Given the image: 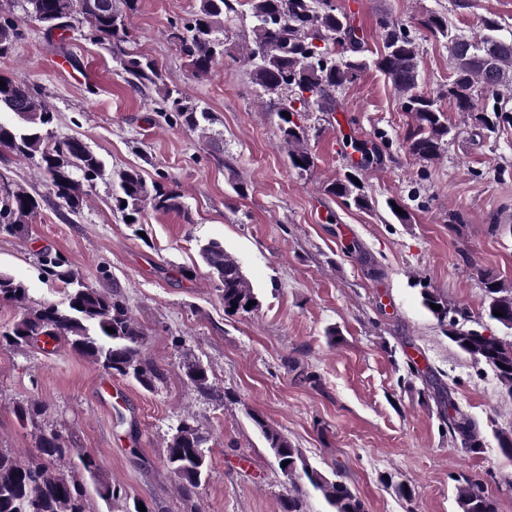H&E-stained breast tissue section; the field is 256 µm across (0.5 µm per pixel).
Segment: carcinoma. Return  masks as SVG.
<instances>
[{
    "mask_svg": "<svg viewBox=\"0 0 512 512\" xmlns=\"http://www.w3.org/2000/svg\"><path fill=\"white\" fill-rule=\"evenodd\" d=\"M15 12L0 15V57L6 56L23 38L22 23L34 20L46 34L77 29L94 43L110 45L126 82L135 88L153 86L158 92L156 111L166 120L189 132L207 133L212 114L181 89L165 83L154 62L128 47L131 32L128 19L138 0H12ZM254 21L256 40L248 49L253 64V83L260 99L279 113L282 138L292 166L306 171L313 156L306 145L305 130L290 116L316 108L336 111V90L352 83L372 66L383 73L406 97L405 109L412 124L407 133L409 152L422 161H434L454 138L438 99L417 92L419 45L397 22H381L382 50L376 57L365 56L364 37L350 15L336 12L329 0H245ZM240 0H200L194 18L171 27L170 39L185 57L195 76H204L212 66L231 55L226 24L238 17ZM420 25L435 36L448 40L454 61L448 82V99L457 111L474 117L478 128L494 133L502 123H512L507 110L512 95V36L499 34L501 24L494 18L483 23L478 37L460 35L448 26V17L429 12ZM470 47L462 52L459 43ZM0 113L11 112L19 122L0 121V151L30 159L59 203L72 212L83 203V186L107 175L112 181L120 211L138 221L147 207L155 212L188 214L176 181L162 175L147 183L139 170L121 169L106 173L105 160L78 138L60 140L53 134L54 112L37 86L6 76L0 77ZM490 96L491 109L477 110V100ZM289 116H284V113ZM326 192L357 208H368V198L358 192L350 177L326 186ZM40 208L38 198L0 174V231L24 237ZM199 256L218 283L225 312H247L259 307L258 295L243 271L240 259L219 241H208ZM39 265L47 278L67 286L60 303H44L28 308L11 332L3 336L6 345L21 349L47 338H64L71 349L106 372L131 378L143 388L155 389L162 373L144 356L145 334L132 317L118 285L112 289L86 284L70 262L49 251L41 253ZM485 306L483 315L512 330V288L483 274ZM422 305L448 326L449 340L477 365L488 367L502 392L512 398V340L503 341L484 333L481 317L465 307H450L448 301L424 287ZM27 288L12 275L0 271V299L23 302ZM437 304L436 311L430 304ZM501 315H493V311ZM114 332H107V328ZM187 380L201 391L212 390L207 368L201 361L188 359L181 365ZM254 426L264 437L277 463H286V477L299 476L317 492L330 512H366L363 501L337 474L328 477L312 467L299 449L262 416L253 415ZM448 432L460 439L465 449L478 454L483 438L475 422L450 414L444 416ZM207 435L194 417L179 419L167 442L166 465L174 474L183 498L192 500L209 477L210 464L205 445ZM98 496L112 503V485L99 477L97 461L68 446L56 432H45L38 454L24 461L0 451V512H90L86 507L87 482ZM304 490L299 485L280 501V512H306ZM458 512H497L495 500L477 481H468L457 490Z\"/></svg>",
    "mask_w": 512,
    "mask_h": 512,
    "instance_id": "cac0c4a2",
    "label": "carcinoma"
}]
</instances>
